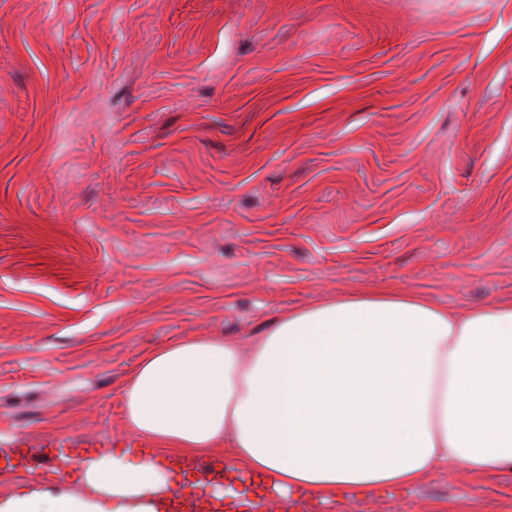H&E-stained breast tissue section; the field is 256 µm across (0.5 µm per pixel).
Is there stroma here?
<instances>
[{"mask_svg": "<svg viewBox=\"0 0 512 512\" xmlns=\"http://www.w3.org/2000/svg\"><path fill=\"white\" fill-rule=\"evenodd\" d=\"M386 287L512 298V0H0V501L128 452L146 353ZM512 512L462 465L304 512Z\"/></svg>", "mask_w": 512, "mask_h": 512, "instance_id": "obj_1", "label": "stroma"}]
</instances>
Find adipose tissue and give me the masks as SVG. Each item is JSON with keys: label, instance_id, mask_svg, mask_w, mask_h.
I'll list each match as a JSON object with an SVG mask.
<instances>
[{"label": "adipose tissue", "instance_id": "obj_1", "mask_svg": "<svg viewBox=\"0 0 512 512\" xmlns=\"http://www.w3.org/2000/svg\"><path fill=\"white\" fill-rule=\"evenodd\" d=\"M135 436L238 468L321 501L343 489L411 487L439 466L512 470V299L454 311L387 288L282 313L242 351L178 340L143 356L123 392ZM92 495L38 493L0 512H154L169 488L153 462L89 464Z\"/></svg>", "mask_w": 512, "mask_h": 512}]
</instances>
